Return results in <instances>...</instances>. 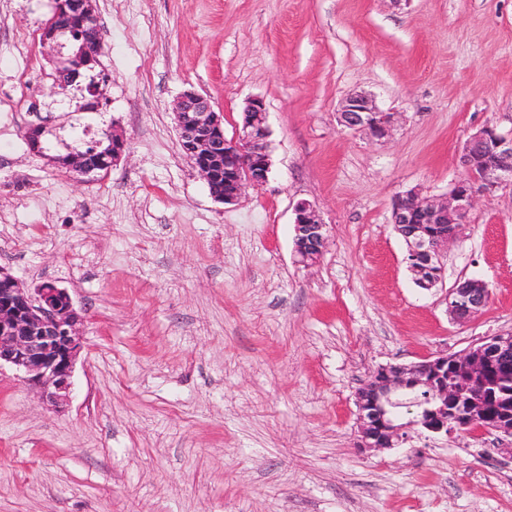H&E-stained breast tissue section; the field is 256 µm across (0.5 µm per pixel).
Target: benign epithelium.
<instances>
[{
  "label": "benign epithelium",
  "instance_id": "benign-epithelium-1",
  "mask_svg": "<svg viewBox=\"0 0 512 512\" xmlns=\"http://www.w3.org/2000/svg\"><path fill=\"white\" fill-rule=\"evenodd\" d=\"M68 37L72 52H61L62 37ZM41 41L56 53L55 71L73 80L82 70H93L102 52L95 0H54L51 16L41 27ZM182 150L189 157L206 186L223 182L224 191L211 194L214 201L232 204L247 187L266 183L272 161L265 103L253 98L246 103L242 123L233 137L224 133V116L215 112L210 100L187 90L173 105ZM344 126L359 130L373 139L393 136L397 113L381 109L363 93L346 98L340 112ZM109 165L126 151V139L116 131L108 133ZM88 153L73 151L58 163L67 170L90 175L97 169L87 162ZM458 161L466 176L453 183L444 197L424 196L415 190L395 197L391 224L407 246L409 271L415 283L425 289L444 281L442 256L448 245L458 239L462 226L478 196L512 188V135H503L491 126L473 133L464 143ZM327 243L326 225L307 201L294 208V256L305 266L316 263ZM12 288H0V364L5 363L24 374L28 385L38 389L55 408L69 398L74 367L84 349L80 336L83 317L74 306L67 289L46 281L25 288L7 269L0 267V282ZM490 297L488 285L479 279L463 278L447 289L444 301L448 314L457 322H468L481 313ZM512 351V332L489 336L465 350L440 354L411 365H386L378 368L359 388L357 448L381 450L388 440L398 437L404 427L389 428L387 419L399 405L429 404L425 418L413 425L432 432L448 431V416L460 428L486 425L470 419L468 397L477 374ZM470 363L476 373L460 378L448 375V364ZM405 390L416 393V400L402 401ZM512 437V418L504 416L486 426Z\"/></svg>",
  "mask_w": 512,
  "mask_h": 512
}]
</instances>
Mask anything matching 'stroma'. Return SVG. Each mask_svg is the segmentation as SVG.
<instances>
[{
	"mask_svg": "<svg viewBox=\"0 0 512 512\" xmlns=\"http://www.w3.org/2000/svg\"><path fill=\"white\" fill-rule=\"evenodd\" d=\"M106 103L52 81L51 0H0V266L66 288L86 342L63 409L0 367V512H512L489 429L413 427L358 451L356 393L386 364L512 331V189L481 199L417 288L396 194L443 196L468 137L512 134V0H96ZM207 96L233 136L268 112L272 170L230 205L182 152L172 104ZM362 91L390 139L341 126ZM44 123L41 152L23 132ZM119 129L107 175L51 159ZM326 225L293 259L294 206ZM488 282L450 320L446 288ZM490 297L488 285L479 279L463 278L447 289L444 301L448 314L457 322H468L481 313Z\"/></svg>",
	"mask_w": 512,
	"mask_h": 512,
	"instance_id": "35a3bbf8",
	"label": "stroma"
}]
</instances>
